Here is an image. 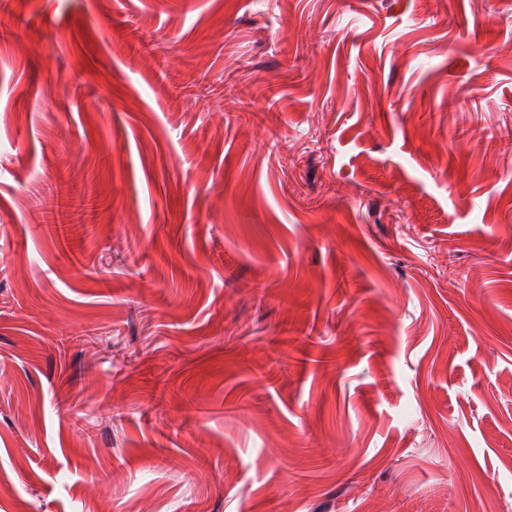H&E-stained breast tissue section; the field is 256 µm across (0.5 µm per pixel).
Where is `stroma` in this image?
Here are the masks:
<instances>
[{"label":"stroma","instance_id":"stroma-1","mask_svg":"<svg viewBox=\"0 0 512 512\" xmlns=\"http://www.w3.org/2000/svg\"><path fill=\"white\" fill-rule=\"evenodd\" d=\"M509 134L512 0H0V512H512Z\"/></svg>","mask_w":512,"mask_h":512}]
</instances>
